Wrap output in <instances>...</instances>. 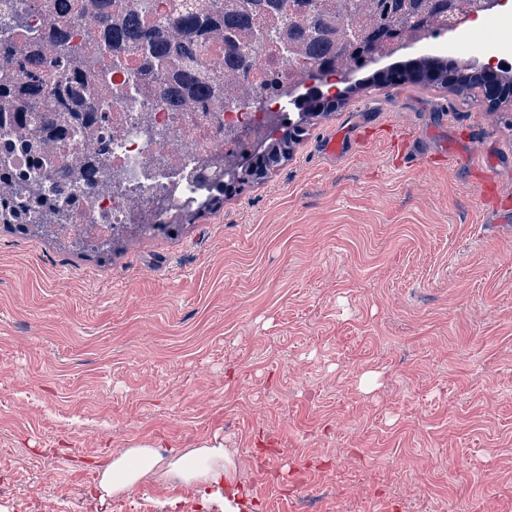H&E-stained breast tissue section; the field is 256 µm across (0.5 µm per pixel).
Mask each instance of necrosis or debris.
Wrapping results in <instances>:
<instances>
[{"instance_id":"4bbe7bcc","label":"necrosis or debris","mask_w":512,"mask_h":512,"mask_svg":"<svg viewBox=\"0 0 512 512\" xmlns=\"http://www.w3.org/2000/svg\"><path fill=\"white\" fill-rule=\"evenodd\" d=\"M28 2L33 30L42 31L55 23L69 29L70 47L87 50L95 43V16L74 17L71 0ZM506 19L503 13L487 15L456 28L453 55L465 62L476 46L501 40ZM286 71L297 75L301 68L281 56L262 60L247 72L259 104L214 98L192 110L176 112L162 98L140 94L137 55L129 53L124 70L114 74L104 93L108 121L99 134L106 144L112 176L104 181H77L62 201L77 229L98 232L138 220L149 222L153 219L151 205L179 208L192 202L204 184L223 181V171L209 166V158L222 155L228 147L248 151V140L229 141V130L270 126L280 119L286 99L276 94L271 80Z\"/></svg>"}]
</instances>
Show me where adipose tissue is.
<instances>
[{"label": "adipose tissue", "mask_w": 512, "mask_h": 512, "mask_svg": "<svg viewBox=\"0 0 512 512\" xmlns=\"http://www.w3.org/2000/svg\"><path fill=\"white\" fill-rule=\"evenodd\" d=\"M97 487L107 496H120L147 478L171 480L206 500H220L224 512H248V493L239 485L237 465L223 446L185 448L161 454L150 445H137L96 459Z\"/></svg>", "instance_id": "ef3b65f1"}]
</instances>
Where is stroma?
Listing matches in <instances>:
<instances>
[{
	"label": "stroma",
	"mask_w": 512,
	"mask_h": 512,
	"mask_svg": "<svg viewBox=\"0 0 512 512\" xmlns=\"http://www.w3.org/2000/svg\"><path fill=\"white\" fill-rule=\"evenodd\" d=\"M72 240L0 224V512H224L87 466L217 443L255 512H512V103L359 83L177 235Z\"/></svg>",
	"instance_id": "stroma-1"
}]
</instances>
